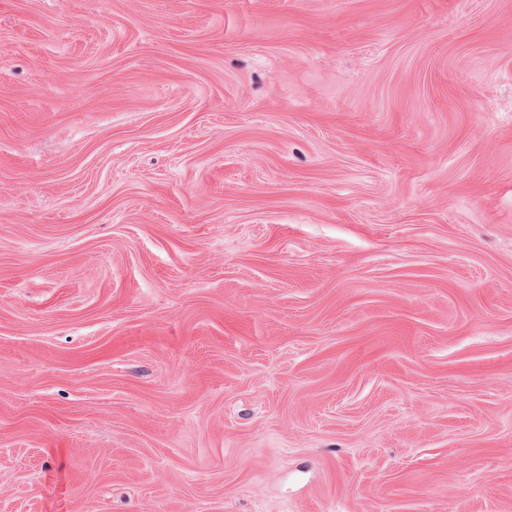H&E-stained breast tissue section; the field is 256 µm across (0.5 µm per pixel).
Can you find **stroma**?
<instances>
[{
    "label": "stroma",
    "instance_id": "35a3bbf8",
    "mask_svg": "<svg viewBox=\"0 0 512 512\" xmlns=\"http://www.w3.org/2000/svg\"><path fill=\"white\" fill-rule=\"evenodd\" d=\"M0 512H512V0H0Z\"/></svg>",
    "mask_w": 512,
    "mask_h": 512
}]
</instances>
